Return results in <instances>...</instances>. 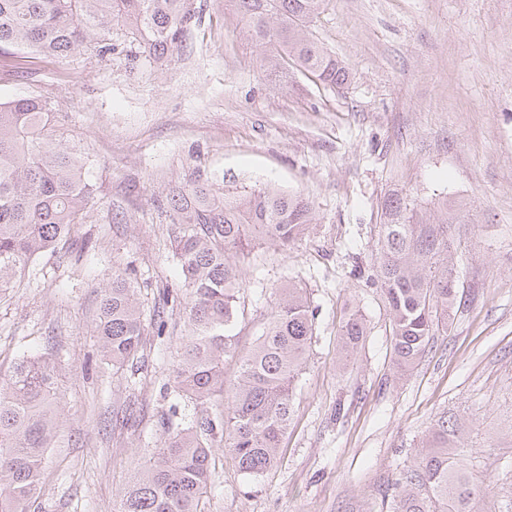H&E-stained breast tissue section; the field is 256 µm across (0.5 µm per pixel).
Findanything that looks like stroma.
<instances>
[{
	"label": "stroma",
	"mask_w": 512,
	"mask_h": 512,
	"mask_svg": "<svg viewBox=\"0 0 512 512\" xmlns=\"http://www.w3.org/2000/svg\"><path fill=\"white\" fill-rule=\"evenodd\" d=\"M190 2L182 46L161 62L127 43L66 59L0 48V101L46 103L54 138L89 158L97 188L68 242L0 290V368L46 354L63 376L65 414L30 512H117L169 419L216 411L170 392L189 293L166 199L197 181L228 195L271 182L315 211L294 243L255 249L237 299L243 350L281 287L303 288L314 311L280 457L250 478L215 442L200 512H381L443 415L462 422L466 462L490 481L483 512H512V0H325L311 33L348 69L336 87L261 69L235 0ZM389 193L426 217L461 208L449 233L462 300L405 374L372 278ZM128 267L145 317L164 291L181 301L163 332L146 328L137 371L117 374L95 324ZM353 312L367 335L342 365Z\"/></svg>",
	"instance_id": "1"
}]
</instances>
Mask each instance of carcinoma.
I'll use <instances>...</instances> for the list:
<instances>
[{"mask_svg":"<svg viewBox=\"0 0 512 512\" xmlns=\"http://www.w3.org/2000/svg\"><path fill=\"white\" fill-rule=\"evenodd\" d=\"M264 48L261 67L291 59L338 86L347 68L320 47L309 28L324 0H235ZM195 17L190 0H0V46H26L66 58L118 40L155 61L181 47ZM52 113L37 98L0 102V288L83 223L95 195L86 162L48 135ZM173 255L189 291L190 333L182 342L175 392L201 403L224 395V365L234 384L226 408L195 422L167 425L155 457L138 470L118 512H198L210 480L211 448L224 439L241 472L272 467L291 421L293 384L309 357L314 314L303 289H281L253 348L238 352L236 292L243 264L259 240L286 246L314 220L311 203L273 183L218 196L206 183L174 188L167 200ZM375 278L388 305L392 353L408 371L435 329L448 324L460 288L448 235L452 217L417 216L397 194L381 205ZM145 322L127 273L103 290L96 333L102 356L118 371L138 359ZM343 358L367 336L353 313L340 327ZM59 370L46 357L23 356L0 372V512H28L41 490L47 453L62 415ZM461 423L441 417L416 465L391 493L392 512H480L483 482L458 451Z\"/></svg>","mask_w":512,"mask_h":512,"instance_id":"carcinoma-1","label":"carcinoma"}]
</instances>
